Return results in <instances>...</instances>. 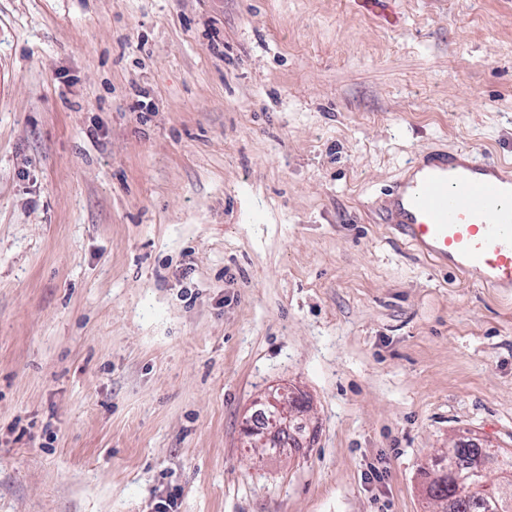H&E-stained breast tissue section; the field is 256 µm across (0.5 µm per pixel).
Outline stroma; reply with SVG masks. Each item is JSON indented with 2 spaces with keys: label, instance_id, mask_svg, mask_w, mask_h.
<instances>
[{
  "label": "stroma",
  "instance_id": "obj_1",
  "mask_svg": "<svg viewBox=\"0 0 512 512\" xmlns=\"http://www.w3.org/2000/svg\"><path fill=\"white\" fill-rule=\"evenodd\" d=\"M463 145L512 166V0H0V512H437L512 293L380 208Z\"/></svg>",
  "mask_w": 512,
  "mask_h": 512
}]
</instances>
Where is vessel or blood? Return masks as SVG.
Returning a JSON list of instances; mask_svg holds the SVG:
<instances>
[{
    "mask_svg": "<svg viewBox=\"0 0 512 512\" xmlns=\"http://www.w3.org/2000/svg\"><path fill=\"white\" fill-rule=\"evenodd\" d=\"M408 243L466 280L512 290V167L464 148L429 153L382 207Z\"/></svg>",
    "mask_w": 512,
    "mask_h": 512,
    "instance_id": "obj_1",
    "label": "vessel or blood"
}]
</instances>
